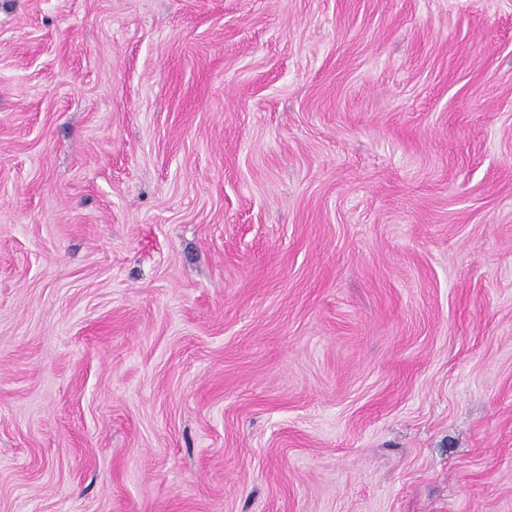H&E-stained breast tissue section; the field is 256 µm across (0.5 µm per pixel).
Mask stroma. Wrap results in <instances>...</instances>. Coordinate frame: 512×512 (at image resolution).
<instances>
[{"instance_id": "1", "label": "stroma", "mask_w": 512, "mask_h": 512, "mask_svg": "<svg viewBox=\"0 0 512 512\" xmlns=\"http://www.w3.org/2000/svg\"><path fill=\"white\" fill-rule=\"evenodd\" d=\"M0 512H512V0H0Z\"/></svg>"}]
</instances>
